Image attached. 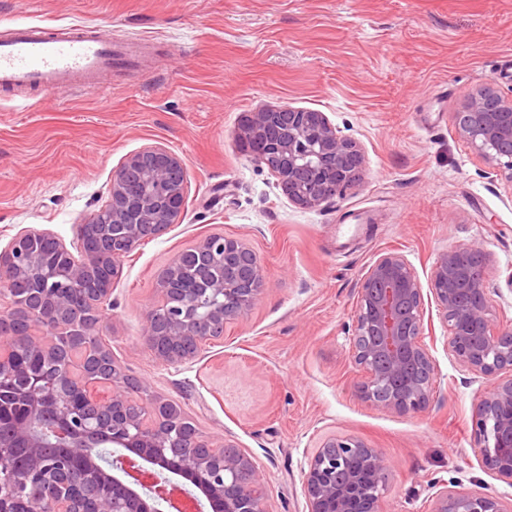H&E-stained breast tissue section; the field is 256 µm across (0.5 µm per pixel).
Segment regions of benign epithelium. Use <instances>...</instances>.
Returning a JSON list of instances; mask_svg holds the SVG:
<instances>
[{
    "label": "benign epithelium",
    "instance_id": "1",
    "mask_svg": "<svg viewBox=\"0 0 512 512\" xmlns=\"http://www.w3.org/2000/svg\"><path fill=\"white\" fill-rule=\"evenodd\" d=\"M453 123L512 180V96L489 87L472 91ZM239 139L304 208L332 203L361 180V149L323 112L264 107L245 116ZM186 183L182 161L150 147L113 173L111 201L79 225L74 250L34 229L0 250V296L15 303L11 292L22 282L30 291L29 319L69 330L60 349L13 323L14 311L0 315V334L10 337L0 348V394L19 385L25 399L22 409L0 402V512H162V499L179 487L175 477L221 512H266L265 476L253 457L230 444L211 445L173 402L135 400L142 387L122 378L87 321V313L110 301L125 259L177 223ZM47 240L67 256L65 264L46 261ZM192 251L199 280L187 282L174 261L160 303L143 320L147 347L168 364L222 337L224 323L245 314L264 288L261 259L241 239L213 234ZM489 262L479 247L453 246L435 262L429 288L448 326V351L478 377L512 370V327L492 318ZM356 307L352 359L366 375L362 397L398 413L424 408L435 369L423 343V288L403 255L386 253L368 267ZM474 435L484 467L512 479V378L479 402ZM51 444L64 452L46 464L42 449ZM109 448L119 452L121 477L101 465ZM387 479L379 450L332 435L304 472L307 512H380ZM433 512L502 509L490 494L444 489Z\"/></svg>",
    "mask_w": 512,
    "mask_h": 512
}]
</instances>
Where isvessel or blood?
<instances>
[{"label":"vessel or blood","instance_id":"vessel-or-blood-1","mask_svg":"<svg viewBox=\"0 0 512 512\" xmlns=\"http://www.w3.org/2000/svg\"><path fill=\"white\" fill-rule=\"evenodd\" d=\"M131 58L98 32L20 21L0 38V89L34 87L53 96L81 84L106 91L114 67Z\"/></svg>","mask_w":512,"mask_h":512}]
</instances>
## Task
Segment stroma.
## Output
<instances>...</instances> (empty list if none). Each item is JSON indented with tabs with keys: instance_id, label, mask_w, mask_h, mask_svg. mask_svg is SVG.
Instances as JSON below:
<instances>
[{
	"instance_id": "35a3bbf8",
	"label": "stroma",
	"mask_w": 512,
	"mask_h": 512,
	"mask_svg": "<svg viewBox=\"0 0 512 512\" xmlns=\"http://www.w3.org/2000/svg\"><path fill=\"white\" fill-rule=\"evenodd\" d=\"M17 19L138 40L142 54L104 94L0 96V249L26 228L73 244L145 148L187 171L180 220L131 253L98 315L123 374L249 453L267 512H307L302 471L332 434L384 455L383 512H432L444 486L512 512V481L482 465L473 432L477 404L512 372L474 378L426 301L430 399L395 413L360 397L350 345L361 278L390 251L426 287L449 247H481L493 318L512 324V178L451 118L472 89L512 94V0H0V33ZM274 105L325 113L358 143L362 178L343 198L295 205L244 151L245 115ZM210 234L244 240L265 286L223 337L169 365L147 348L144 315L173 260Z\"/></svg>"
}]
</instances>
